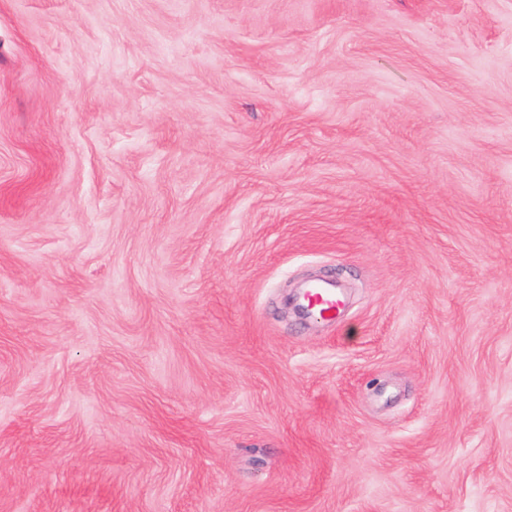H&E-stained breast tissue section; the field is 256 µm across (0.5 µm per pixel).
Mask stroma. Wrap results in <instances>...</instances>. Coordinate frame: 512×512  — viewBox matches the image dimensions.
<instances>
[{
	"mask_svg": "<svg viewBox=\"0 0 512 512\" xmlns=\"http://www.w3.org/2000/svg\"><path fill=\"white\" fill-rule=\"evenodd\" d=\"M0 512H512V0H0ZM310 301L315 307L319 308L321 313L333 318L339 313L340 306L336 302V289L324 288L319 284H314L307 288Z\"/></svg>",
	"mask_w": 512,
	"mask_h": 512,
	"instance_id": "stroma-1",
	"label": "stroma"
}]
</instances>
